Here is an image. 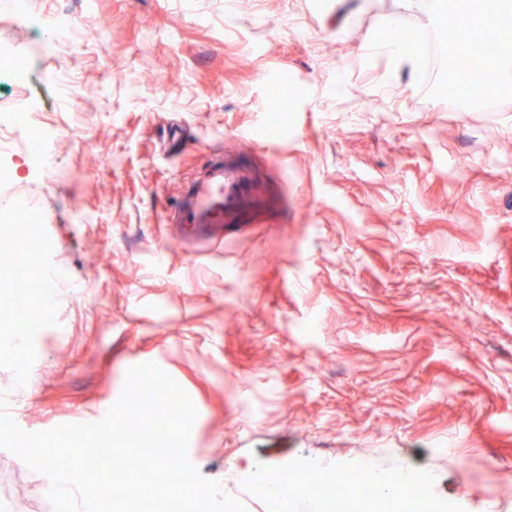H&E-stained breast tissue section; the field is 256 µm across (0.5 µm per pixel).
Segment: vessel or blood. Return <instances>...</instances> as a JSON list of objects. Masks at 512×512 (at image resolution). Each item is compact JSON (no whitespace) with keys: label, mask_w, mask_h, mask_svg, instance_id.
I'll return each mask as SVG.
<instances>
[{"label":"vessel or blood","mask_w":512,"mask_h":512,"mask_svg":"<svg viewBox=\"0 0 512 512\" xmlns=\"http://www.w3.org/2000/svg\"><path fill=\"white\" fill-rule=\"evenodd\" d=\"M241 191L240 185L225 180L223 157L210 159L188 184L171 215L181 243L189 247L223 243L225 211Z\"/></svg>","instance_id":"vessel-or-blood-1"}]
</instances>
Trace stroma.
<instances>
[{
	"label": "stroma",
	"instance_id": "35a3bbf8",
	"mask_svg": "<svg viewBox=\"0 0 512 512\" xmlns=\"http://www.w3.org/2000/svg\"><path fill=\"white\" fill-rule=\"evenodd\" d=\"M347 7L71 0L95 41L41 66L73 68L77 90L32 95L53 127L31 148L65 174L46 181L21 149L0 185V205L37 202L67 284L50 327L0 353L22 429L99 420L147 359L197 408L191 462L247 512L275 506L246 470L316 457L338 475L366 454L431 472L456 512H512V111L423 98L408 64L369 50L383 18L428 26L420 0ZM220 152L257 191L196 254L167 216ZM48 488L0 449V500L43 512Z\"/></svg>",
	"mask_w": 512,
	"mask_h": 512
}]
</instances>
